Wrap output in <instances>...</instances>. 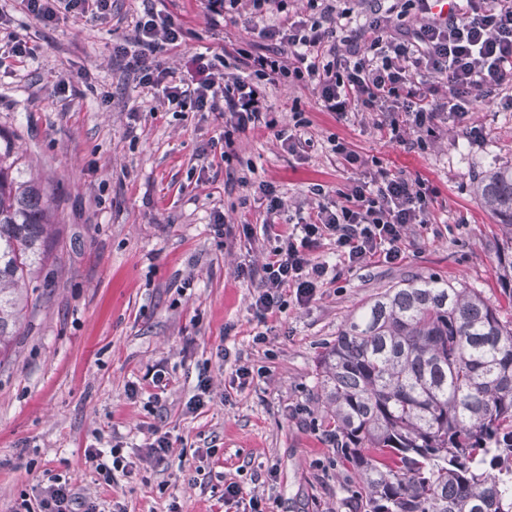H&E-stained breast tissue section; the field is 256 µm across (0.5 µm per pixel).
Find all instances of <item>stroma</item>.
<instances>
[{
	"label": "stroma",
	"mask_w": 512,
	"mask_h": 512,
	"mask_svg": "<svg viewBox=\"0 0 512 512\" xmlns=\"http://www.w3.org/2000/svg\"><path fill=\"white\" fill-rule=\"evenodd\" d=\"M184 31L159 58L183 68L208 52L237 74L238 54L254 39L229 21L214 22L203 0H155ZM0 45L25 40L26 62H0V145L13 146L47 196L52 235L38 272L37 307L0 358V512L40 496L52 476L68 480L97 512H212L228 481L257 495L264 512H355L343 486L350 471L328 435L317 361L348 315L407 277L448 278L506 298L497 273L501 233L472 192L478 171L512 162V109L477 102L467 141L443 125L422 150L406 151L377 130L376 116L351 110L336 121L309 87L280 86L268 104L279 128L307 120L312 142L288 154L269 130L239 136L236 151L254 172L248 187L225 188L224 163L202 169L199 149L224 130L215 112L150 111L116 45L134 36L141 0L88 22L61 13L50 22L7 0ZM339 138L362 162L331 151ZM419 176L434 189L432 222L409 233L402 263L373 259L318 288L307 305L290 303L260 323L253 288L238 266H260L275 246L258 223L264 206L253 185L274 183L285 202L282 223L313 204L310 188L336 190L371 179L377 167ZM230 235L213 231L214 210ZM254 223L244 236L242 221ZM263 343H254L257 333ZM254 371L234 384L235 369ZM162 365L171 383L160 407L127 388ZM211 400L188 402L200 368ZM169 431L163 459L147 457L148 425ZM121 445L138 471L105 486L85 461L89 448Z\"/></svg>",
	"instance_id": "35a3bbf8"
}]
</instances>
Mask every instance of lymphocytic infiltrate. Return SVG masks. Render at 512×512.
Here are the masks:
<instances>
[{
    "label": "lymphocytic infiltrate",
    "instance_id": "f902f5d3",
    "mask_svg": "<svg viewBox=\"0 0 512 512\" xmlns=\"http://www.w3.org/2000/svg\"><path fill=\"white\" fill-rule=\"evenodd\" d=\"M351 0H308L309 11L291 13L288 0H250L247 25L260 41L247 53V70L227 75L191 56L186 71L157 58L183 32L170 16L146 8L134 27L139 52L128 68L158 107L177 111L193 104L203 112L227 115L219 141L209 151L224 161L236 155L237 134L274 129L268 95L279 83L313 85L325 111L346 119L351 108L377 113V124L405 149L415 146L408 130L436 135L454 121L464 138L477 130L469 114L479 100L501 96L512 104V0H451L447 14L433 0H366L369 12L355 25ZM29 14L52 21L58 10L98 18L110 14L113 0H22ZM266 202L264 234L277 245L261 269L238 268L254 286L251 307L258 321L284 312L286 290L297 304L311 302L319 285L335 282L338 265L354 269L374 256L389 264L402 260L412 227L430 222L434 192L424 180L379 169L370 181L353 184L325 202L313 216L278 230L281 199L273 183L256 188ZM333 245L337 264L321 256ZM20 512H97L68 482L54 479L37 504L21 501Z\"/></svg>",
    "mask_w": 512,
    "mask_h": 512
}]
</instances>
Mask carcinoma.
Returning a JSON list of instances; mask_svg holds the SVG:
<instances>
[{"label": "carcinoma", "mask_w": 512, "mask_h": 512, "mask_svg": "<svg viewBox=\"0 0 512 512\" xmlns=\"http://www.w3.org/2000/svg\"><path fill=\"white\" fill-rule=\"evenodd\" d=\"M0 151V346L40 301L49 206ZM473 193L498 223L512 306V164ZM323 403L359 512H512V320L480 291L409 278L352 315L319 361Z\"/></svg>", "instance_id": "carcinoma-1"}]
</instances>
